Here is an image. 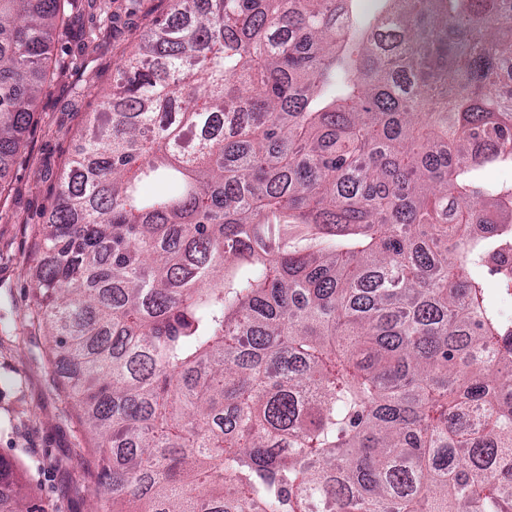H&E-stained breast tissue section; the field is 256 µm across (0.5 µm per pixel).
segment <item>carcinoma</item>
<instances>
[{
	"mask_svg": "<svg viewBox=\"0 0 512 512\" xmlns=\"http://www.w3.org/2000/svg\"><path fill=\"white\" fill-rule=\"evenodd\" d=\"M32 306L110 512H512V0H167ZM72 0H0V170ZM26 496L0 458V489Z\"/></svg>",
	"mask_w": 512,
	"mask_h": 512,
	"instance_id": "1",
	"label": "carcinoma"
}]
</instances>
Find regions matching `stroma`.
<instances>
[{
  "mask_svg": "<svg viewBox=\"0 0 512 512\" xmlns=\"http://www.w3.org/2000/svg\"><path fill=\"white\" fill-rule=\"evenodd\" d=\"M165 8L164 0H79L54 51L62 73L43 90L23 157L0 171L10 185L0 200V457L18 466L29 489L16 512L102 507L94 496L99 467L32 317L25 270L42 258L39 230L123 49L146 36Z\"/></svg>",
  "mask_w": 512,
  "mask_h": 512,
  "instance_id": "obj_1",
  "label": "stroma"
}]
</instances>
